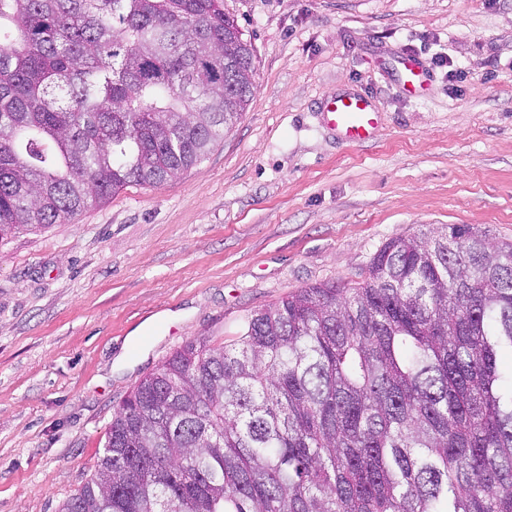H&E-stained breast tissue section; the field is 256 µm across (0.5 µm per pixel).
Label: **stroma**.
Segmentation results:
<instances>
[{
    "mask_svg": "<svg viewBox=\"0 0 512 512\" xmlns=\"http://www.w3.org/2000/svg\"><path fill=\"white\" fill-rule=\"evenodd\" d=\"M255 55L240 122L201 164L0 242V512H60L118 403L186 342L362 280L391 239L512 241V0H224ZM419 55L420 94L393 75ZM443 55L461 72L448 80ZM369 96L359 147L321 103Z\"/></svg>",
    "mask_w": 512,
    "mask_h": 512,
    "instance_id": "35a3bbf8",
    "label": "stroma"
}]
</instances>
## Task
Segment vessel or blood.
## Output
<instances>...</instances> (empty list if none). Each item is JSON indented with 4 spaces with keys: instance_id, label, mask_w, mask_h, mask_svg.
I'll return each mask as SVG.
<instances>
[{
    "instance_id": "vessel-or-blood-1",
    "label": "vessel or blood",
    "mask_w": 512,
    "mask_h": 512,
    "mask_svg": "<svg viewBox=\"0 0 512 512\" xmlns=\"http://www.w3.org/2000/svg\"><path fill=\"white\" fill-rule=\"evenodd\" d=\"M399 73L406 89L422 86L425 73L420 62L410 54L399 57ZM327 127L335 131L339 140L349 146L367 142L379 121V114L368 97L362 94L338 95L326 101L322 109Z\"/></svg>"
}]
</instances>
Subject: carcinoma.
I'll return each instance as SVG.
<instances>
[{
	"mask_svg": "<svg viewBox=\"0 0 512 512\" xmlns=\"http://www.w3.org/2000/svg\"><path fill=\"white\" fill-rule=\"evenodd\" d=\"M254 72L223 0H0V239L200 164ZM62 512H512V243L395 238L185 344Z\"/></svg>",
	"mask_w": 512,
	"mask_h": 512,
	"instance_id": "obj_1",
	"label": "carcinoma"
}]
</instances>
